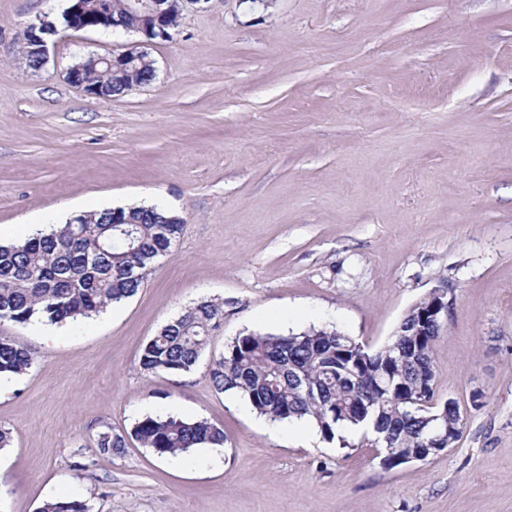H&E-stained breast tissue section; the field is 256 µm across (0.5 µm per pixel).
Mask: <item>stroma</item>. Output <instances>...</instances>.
Masks as SVG:
<instances>
[{"label":"stroma","mask_w":512,"mask_h":512,"mask_svg":"<svg viewBox=\"0 0 512 512\" xmlns=\"http://www.w3.org/2000/svg\"><path fill=\"white\" fill-rule=\"evenodd\" d=\"M66 0H0V240L153 201L184 227L99 316L0 323L33 367L0 378V512H512V0H205L151 50L157 79L108 99L65 79L125 36L78 32L41 70L24 27ZM439 400L461 438L388 469L360 431L272 423L208 374L249 332L332 326L369 349L437 288ZM224 304L190 373L140 371L185 308ZM205 418L223 448L103 457L98 432Z\"/></svg>","instance_id":"1"}]
</instances>
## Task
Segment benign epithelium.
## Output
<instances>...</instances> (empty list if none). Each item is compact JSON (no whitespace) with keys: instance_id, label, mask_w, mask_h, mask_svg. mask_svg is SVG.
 I'll use <instances>...</instances> for the list:
<instances>
[{"instance_id":"benign-epithelium-1","label":"benign epithelium","mask_w":512,"mask_h":512,"mask_svg":"<svg viewBox=\"0 0 512 512\" xmlns=\"http://www.w3.org/2000/svg\"><path fill=\"white\" fill-rule=\"evenodd\" d=\"M172 8L171 0H128L126 10L130 24L125 33L136 35V40L124 50L109 54H90L82 61L70 66L65 72L66 81L98 98L110 97V87L93 82L87 77L89 70H102L111 77L138 86L136 77L143 64L149 62V48L159 40L172 37L168 32L166 19ZM93 11L102 24L107 25L112 16V0H69L66 8L64 28H59L56 21L41 16L31 21L26 27L20 53L27 64L44 67L49 62L50 48L64 36L66 31H82L84 26L77 22V17ZM427 297L433 300L430 318L435 320L442 314H448L452 302L448 301V292L435 289Z\"/></svg>"}]
</instances>
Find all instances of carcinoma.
Returning <instances> with one entry per match:
<instances>
[{"mask_svg": "<svg viewBox=\"0 0 512 512\" xmlns=\"http://www.w3.org/2000/svg\"><path fill=\"white\" fill-rule=\"evenodd\" d=\"M81 214L48 234L0 245V322L59 324L97 316L134 296L148 274L171 254L183 221L155 206ZM413 304L383 347L370 350L335 328L311 327L287 336L240 334L209 366L222 391H233L272 421L313 423L332 441L344 427L373 434L388 468L438 452L427 446L448 417V443L459 440L464 418L458 404L435 400L434 348L441 327L422 325ZM224 316V302L202 300L166 323L141 348L139 368L148 375L191 372ZM33 356L0 336V375H22ZM162 457L197 448L224 447V431L206 419L145 415L131 432L98 433L103 456L124 453L128 439ZM40 512H90L79 499L45 502Z\"/></svg>", "mask_w": 512, "mask_h": 512, "instance_id": "cac0c4a2", "label": "carcinoma"}]
</instances>
